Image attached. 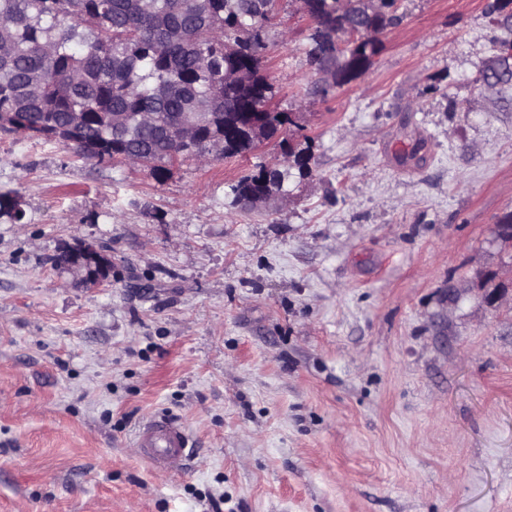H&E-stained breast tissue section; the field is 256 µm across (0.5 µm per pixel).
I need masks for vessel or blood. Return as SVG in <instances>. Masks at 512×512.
<instances>
[{"mask_svg":"<svg viewBox=\"0 0 512 512\" xmlns=\"http://www.w3.org/2000/svg\"><path fill=\"white\" fill-rule=\"evenodd\" d=\"M136 441L142 459L160 469L181 465L194 455V442L189 431L178 421L162 414L142 424Z\"/></svg>","mask_w":512,"mask_h":512,"instance_id":"1","label":"vessel or blood"}]
</instances>
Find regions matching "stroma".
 I'll return each instance as SVG.
<instances>
[{"label":"stroma","mask_w":512,"mask_h":512,"mask_svg":"<svg viewBox=\"0 0 512 512\" xmlns=\"http://www.w3.org/2000/svg\"><path fill=\"white\" fill-rule=\"evenodd\" d=\"M488 0H401L369 70L308 95L310 23L266 71L313 174L230 186L278 145L162 181L0 134V512H512V87ZM102 247L87 285L59 248ZM502 289L496 307L484 299ZM164 413L196 454L152 468ZM286 142L287 140L282 139L280 146L283 147L282 157L288 156V166L285 165L281 168L279 177L268 182L262 181L260 172L263 165H256L259 172L251 173L231 186L236 201L243 204L242 199L247 198L249 195L288 196V179L291 176V170L297 169L300 177L309 174V161L312 158L311 139L307 136L304 137L305 146L301 143L291 144L290 142L284 146Z\"/></svg>","instance_id":"35a3bbf8"}]
</instances>
